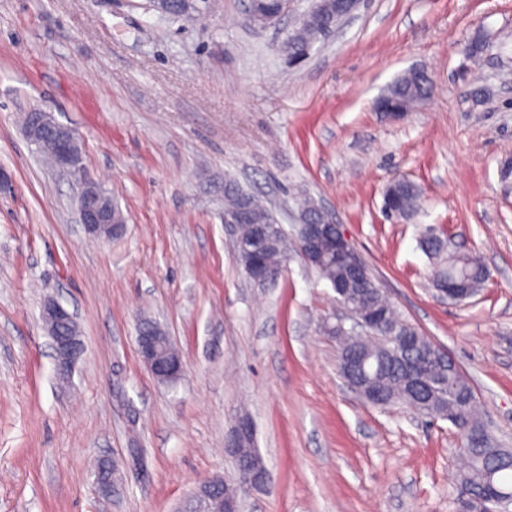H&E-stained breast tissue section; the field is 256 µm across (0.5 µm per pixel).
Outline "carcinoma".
Instances as JSON below:
<instances>
[{"label": "carcinoma", "mask_w": 512, "mask_h": 512, "mask_svg": "<svg viewBox=\"0 0 512 512\" xmlns=\"http://www.w3.org/2000/svg\"><path fill=\"white\" fill-rule=\"evenodd\" d=\"M325 4L324 11L298 22L278 44L280 56L287 60L309 58L313 40L324 38L336 17L339 0H325ZM432 89L428 75L404 72L390 84L383 98L396 108L409 109L427 99ZM384 196L390 199V207L400 219L412 218L420 207L419 189L405 179L392 181ZM224 209L244 212L243 222L239 225L241 246L237 251L242 270H247L256 261L275 270L285 266L289 250L300 251L299 242L288 241V234L276 223L269 209L230 180L224 181ZM297 214L305 222L317 218L316 201L307 195L299 196ZM421 248L433 264V287H439L444 279L466 282L477 290L483 286L486 269L482 262L473 255L448 247V238L428 235L421 240ZM323 251L322 259L311 263L310 267L330 286L344 285L346 298L354 311L375 310L383 317V329L376 336H351L332 330L330 323L322 325V330L336 339L338 372L344 371L346 358L367 357L366 371L357 379L361 382L375 380L384 385L391 404L395 405L406 402L407 376L403 363L410 361L430 371L427 380L432 385V392L419 414L444 417L455 413L477 429L484 427L471 384L457 366L443 365L441 348L402 316L371 272L351 279L344 267L329 254L328 247H323ZM461 435L466 441L458 474L461 488L481 496L489 484L500 490L508 487L512 482V450L505 452L493 448L486 439H471L464 430Z\"/></svg>", "instance_id": "obj_1"}]
</instances>
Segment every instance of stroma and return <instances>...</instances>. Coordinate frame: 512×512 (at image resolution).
<instances>
[{
  "label": "stroma",
  "mask_w": 512,
  "mask_h": 512,
  "mask_svg": "<svg viewBox=\"0 0 512 512\" xmlns=\"http://www.w3.org/2000/svg\"><path fill=\"white\" fill-rule=\"evenodd\" d=\"M0 0V512H174L201 482L234 481L224 438L256 427L268 487L245 512H460L448 421L349 391L325 319L330 284L290 254L275 284L243 273L224 225V181L261 196L294 232L295 195L327 208L380 287L469 379L486 426L512 448V0H362L294 67L247 0ZM424 69L433 92L399 119L374 108ZM34 109L74 128L85 175L126 218L111 240L76 220L80 185L23 133ZM421 191L388 219L396 178ZM447 233L489 279L440 301L420 247ZM75 312L86 352L56 373L46 299ZM185 371L157 381L142 321ZM118 460L112 495L94 463Z\"/></svg>",
  "instance_id": "obj_1"
}]
</instances>
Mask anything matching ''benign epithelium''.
I'll return each instance as SVG.
<instances>
[{"instance_id":"1","label":"benign epithelium","mask_w":512,"mask_h":512,"mask_svg":"<svg viewBox=\"0 0 512 512\" xmlns=\"http://www.w3.org/2000/svg\"><path fill=\"white\" fill-rule=\"evenodd\" d=\"M290 7V0H280L276 7H270L264 0H253V6L247 16L248 23L255 28H267L276 24L285 11ZM34 128L25 129L27 138L35 136V130H48L55 134L58 141V151L55 167L69 173L80 180L81 191L77 198V213L79 223L85 233L107 240L112 237V218L101 203L99 184L83 179L84 167L72 151V144L78 139L76 131L54 120L51 113L37 111L33 113ZM320 222L304 224L300 229L304 246L313 251L318 246L324 225L333 223L329 212L319 210ZM336 259L348 266L352 272H364V263L357 252L350 247V242L343 230H338L336 239ZM41 321L51 336L56 362L57 374L62 379L69 378L77 359L83 354L85 344L79 331L74 327L76 318L73 313L54 300H47L41 307ZM350 323L335 322L337 327L353 335H368L378 327V320L373 315L348 313ZM157 325H152L151 331L138 326V350L141 358L154 377L162 382H176L183 372L184 365L175 347L167 336H159ZM255 434L254 424L250 416L240 415L232 432L224 444L225 453L230 456L236 467L244 470V476L239 486L230 490L224 489V478L215 477L199 484L183 501L178 512H244L241 496L242 489L262 490L269 482V471L260 456L244 460L239 453L242 440ZM463 512H492L488 500L464 493L462 496Z\"/></svg>"}]
</instances>
